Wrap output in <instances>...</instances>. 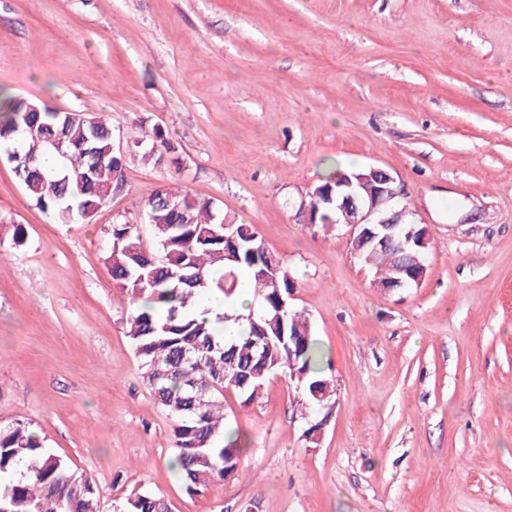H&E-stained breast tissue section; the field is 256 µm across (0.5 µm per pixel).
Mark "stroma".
Here are the masks:
<instances>
[{"instance_id": "1", "label": "stroma", "mask_w": 512, "mask_h": 512, "mask_svg": "<svg viewBox=\"0 0 512 512\" xmlns=\"http://www.w3.org/2000/svg\"><path fill=\"white\" fill-rule=\"evenodd\" d=\"M123 131L162 128L180 166L125 142L82 224L28 200L0 160V426L29 422L94 478L173 512H512V0H0V92ZM397 175L432 246L421 285L385 293L344 227L297 213L329 165ZM178 183L254 225L298 274L332 364L318 442L303 391L271 375L224 412L238 476L188 494L172 424L142 381L108 232Z\"/></svg>"}]
</instances>
